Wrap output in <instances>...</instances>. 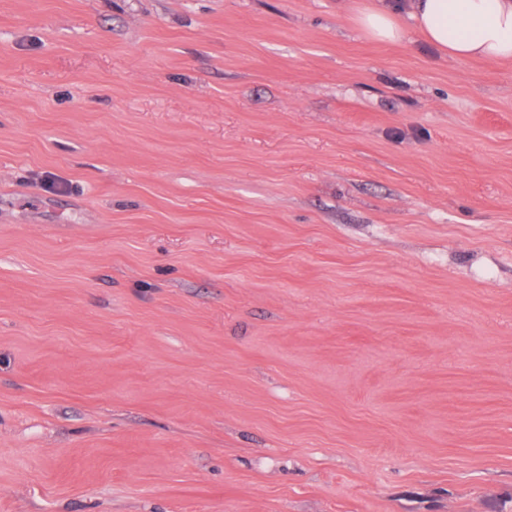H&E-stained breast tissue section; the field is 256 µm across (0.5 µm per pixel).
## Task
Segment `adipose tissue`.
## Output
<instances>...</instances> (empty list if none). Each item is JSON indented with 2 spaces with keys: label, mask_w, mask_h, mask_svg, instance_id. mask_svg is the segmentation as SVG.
Instances as JSON below:
<instances>
[{
  "label": "adipose tissue",
  "mask_w": 512,
  "mask_h": 512,
  "mask_svg": "<svg viewBox=\"0 0 512 512\" xmlns=\"http://www.w3.org/2000/svg\"><path fill=\"white\" fill-rule=\"evenodd\" d=\"M409 16L423 40L453 58L512 61V0H412ZM358 24L381 43L405 37L397 15L382 6L362 12Z\"/></svg>",
  "instance_id": "ef3b65f1"
}]
</instances>
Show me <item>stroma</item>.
<instances>
[{
  "instance_id": "35a3bbf8",
  "label": "stroma",
  "mask_w": 512,
  "mask_h": 512,
  "mask_svg": "<svg viewBox=\"0 0 512 512\" xmlns=\"http://www.w3.org/2000/svg\"><path fill=\"white\" fill-rule=\"evenodd\" d=\"M407 2L0 0V512H512V63ZM358 24L370 38L377 42L395 43L405 37V30L398 16L384 6L362 12L358 18Z\"/></svg>"
}]
</instances>
